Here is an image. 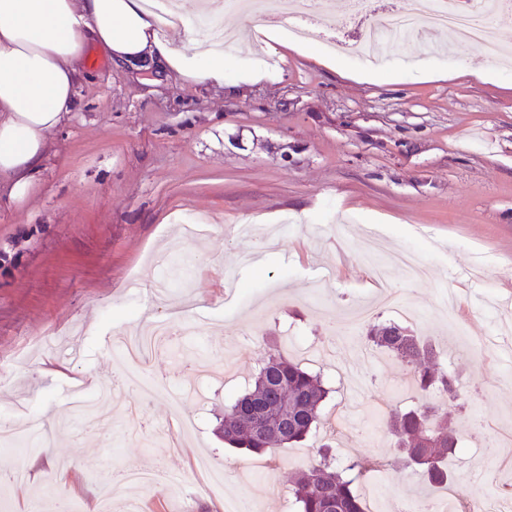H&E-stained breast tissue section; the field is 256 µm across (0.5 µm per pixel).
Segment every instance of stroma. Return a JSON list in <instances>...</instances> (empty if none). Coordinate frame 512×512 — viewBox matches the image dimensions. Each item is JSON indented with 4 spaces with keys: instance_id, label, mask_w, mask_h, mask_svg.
I'll return each instance as SVG.
<instances>
[{
    "instance_id": "stroma-1",
    "label": "stroma",
    "mask_w": 512,
    "mask_h": 512,
    "mask_svg": "<svg viewBox=\"0 0 512 512\" xmlns=\"http://www.w3.org/2000/svg\"><path fill=\"white\" fill-rule=\"evenodd\" d=\"M497 39L496 57L475 44L448 54L413 43L377 67L340 53L336 71L277 46L278 79L233 93L146 77L89 48L79 108L48 134L32 191L0 195V417L37 422L36 438L51 441L0 512H54L61 495L97 512L107 481L112 512H165L172 499L181 512H224L228 499L240 512H291L289 480L326 442L337 465L375 464L369 478L385 503L434 501L441 488L394 460L380 422L417 403L400 393L403 365L365 330L345 329L362 305L372 323L397 321L370 288L381 266L418 315L407 328L439 350L462 392L435 397L458 438L453 499L463 508L512 487V447L502 445L512 363L476 346L512 332V309L484 303L512 285V23ZM407 248L424 254L420 280L394 266ZM162 250L175 262L163 280L151 264ZM184 312L202 325L197 344L148 364L184 386L211 361L213 378L179 413L197 422L180 448L161 435L174 416L167 399L143 404L129 387L115 391L102 428L72 426L73 386L112 383L107 336ZM289 336L330 350L312 366L330 390L324 421L276 456H240L217 436L218 420ZM75 345L77 359L67 355ZM200 456L252 477L209 494L194 471ZM127 468L182 483L131 486Z\"/></svg>"
}]
</instances>
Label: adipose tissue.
<instances>
[{
  "instance_id": "obj_1",
  "label": "adipose tissue",
  "mask_w": 512,
  "mask_h": 512,
  "mask_svg": "<svg viewBox=\"0 0 512 512\" xmlns=\"http://www.w3.org/2000/svg\"><path fill=\"white\" fill-rule=\"evenodd\" d=\"M185 0L157 12L153 0H0V185L26 198L47 135L76 110L87 49L112 63L159 71L185 81L224 86L230 58L220 45L169 32L185 25Z\"/></svg>"
}]
</instances>
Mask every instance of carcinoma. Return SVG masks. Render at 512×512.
<instances>
[{"instance_id": "cac0c4a2", "label": "carcinoma", "mask_w": 512, "mask_h": 512, "mask_svg": "<svg viewBox=\"0 0 512 512\" xmlns=\"http://www.w3.org/2000/svg\"><path fill=\"white\" fill-rule=\"evenodd\" d=\"M370 339L406 367L411 385L427 397L434 392L458 397L455 379L432 366L435 350L419 337L396 324L377 325ZM327 395L320 374L299 361L273 354L259 370L248 390L224 409L218 433L231 448L253 454H274L304 441L323 421L321 406ZM395 438L400 458L422 471L437 487L450 485L448 457L458 440L448 426L447 413L432 402L382 419ZM318 458L291 477L289 493L295 512H368L357 492L367 465L352 460L338 471L328 459V449L317 450Z\"/></svg>"}]
</instances>
